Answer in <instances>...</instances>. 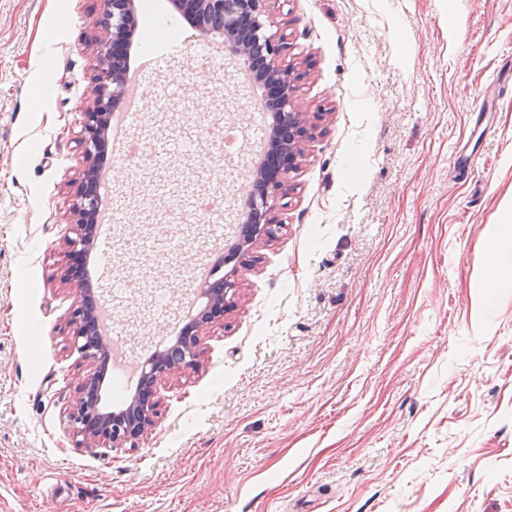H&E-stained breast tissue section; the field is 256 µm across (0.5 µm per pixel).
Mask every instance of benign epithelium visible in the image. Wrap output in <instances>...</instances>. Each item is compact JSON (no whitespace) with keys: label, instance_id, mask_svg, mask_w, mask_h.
Listing matches in <instances>:
<instances>
[{"label":"benign epithelium","instance_id":"7a95c632","mask_svg":"<svg viewBox=\"0 0 512 512\" xmlns=\"http://www.w3.org/2000/svg\"><path fill=\"white\" fill-rule=\"evenodd\" d=\"M102 2L104 36L96 40V74L78 140L81 185L71 205L73 223L61 266V282L77 298L71 319L74 345L91 365L78 378L68 422L76 446L89 450L138 447L159 418L157 389L172 377L197 368L204 336L233 305L238 290L237 267L246 264V257L259 240H273L284 229L279 210L289 191L288 176L300 168L305 143L313 138L316 128L299 95L303 74L284 59L286 34L276 28L273 16L279 0H174L198 19L203 31H221L225 54L255 71L257 80L271 91V161L261 164L256 174L257 191L246 203L245 223L252 225L251 237L225 255L224 265L229 270L217 284L200 286L207 303L199 320L182 330L173 348L156 352L143 364L139 388L123 410L103 411L99 399L101 370L111 341L100 335L90 337L97 292L81 279L76 262L93 241L90 220L98 207L96 183L104 174L101 158L107 145L105 124L129 75L127 48L134 36L136 16L134 0Z\"/></svg>","mask_w":512,"mask_h":512}]
</instances>
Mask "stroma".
<instances>
[{
  "label": "stroma",
  "mask_w": 512,
  "mask_h": 512,
  "mask_svg": "<svg viewBox=\"0 0 512 512\" xmlns=\"http://www.w3.org/2000/svg\"><path fill=\"white\" fill-rule=\"evenodd\" d=\"M101 0H0V512H512V279L480 245L512 210V0H282L300 95L327 110L291 174L278 238L239 268L235 306L195 371L158 391L136 448L77 447L87 364L60 282ZM151 4L131 64L193 33ZM181 55L143 84L139 158L107 154L112 337L145 362L184 324L208 225L239 232L242 147L226 114L259 88ZM181 97H173V87ZM192 152L158 161L180 137ZM477 162L454 164V144Z\"/></svg>",
  "instance_id": "35a3bbf8"
}]
</instances>
